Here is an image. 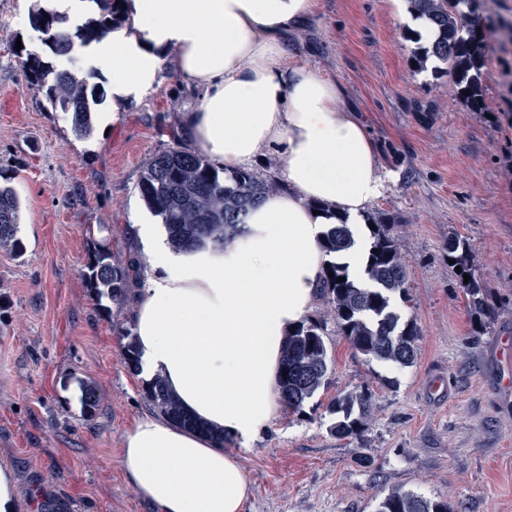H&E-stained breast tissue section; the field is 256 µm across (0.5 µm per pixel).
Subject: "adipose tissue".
<instances>
[{
	"label": "adipose tissue",
	"instance_id": "obj_1",
	"mask_svg": "<svg viewBox=\"0 0 512 512\" xmlns=\"http://www.w3.org/2000/svg\"><path fill=\"white\" fill-rule=\"evenodd\" d=\"M124 3L122 23L82 50L112 87L102 125L154 92L167 62L201 92L181 126L197 151L228 171L277 147L286 159L288 190L271 191L224 250L177 253L156 225L134 227L154 258L134 316L143 371L161 374L190 414L247 441L277 408L282 346L316 295L331 219L356 225L343 261L363 273L359 226L385 182L377 147L336 82L282 64L316 0ZM121 462L154 512H243L252 495L237 456L151 414L126 433Z\"/></svg>",
	"mask_w": 512,
	"mask_h": 512
}]
</instances>
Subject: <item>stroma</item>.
Here are the masks:
<instances>
[{"label":"stroma","instance_id":"stroma-1","mask_svg":"<svg viewBox=\"0 0 512 512\" xmlns=\"http://www.w3.org/2000/svg\"><path fill=\"white\" fill-rule=\"evenodd\" d=\"M489 28L485 105L460 100L451 78L413 66L416 45L391 0H317L294 32L285 64L307 63L336 82L366 118L390 177L368 207L393 216L406 263L403 319L420 332L411 366L355 354L330 306L333 359L324 387L301 411L278 407L249 442L230 437L252 486L244 512H374L393 487L443 499L454 512H512V0H482ZM33 0H0V176L24 204L22 256L0 252V464L13 473L20 512H153L126 478L121 448L148 413L145 379L124 364L121 336L136 296L97 299L88 257L109 246L116 261L153 263L132 234L150 219L136 186L171 146L181 115L199 100L164 71L161 86L130 103L119 122L77 138L27 82L17 46L39 44L26 17ZM470 248L483 311L471 310L444 243ZM97 388L84 416L79 380ZM369 391L363 442L336 438L330 405Z\"/></svg>","mask_w":512,"mask_h":512}]
</instances>
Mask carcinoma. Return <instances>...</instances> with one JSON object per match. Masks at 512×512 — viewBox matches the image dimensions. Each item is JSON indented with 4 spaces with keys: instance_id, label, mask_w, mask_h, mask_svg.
I'll return each instance as SVG.
<instances>
[{
    "instance_id": "obj_1",
    "label": "carcinoma",
    "mask_w": 512,
    "mask_h": 512,
    "mask_svg": "<svg viewBox=\"0 0 512 512\" xmlns=\"http://www.w3.org/2000/svg\"><path fill=\"white\" fill-rule=\"evenodd\" d=\"M91 9L80 20L66 12L35 0L28 13L31 29L39 33L40 47L18 52L20 64L30 85L44 96L48 112H61L76 136L89 139L95 130L96 116L108 92L101 76L66 65L74 46H87L112 32L122 21L120 0H90ZM412 10L426 17L437 29V40L420 47L414 56L418 66L430 58L445 65V72L457 88L459 98L472 109L483 103L486 75L487 32L478 14L477 0H408ZM469 90L471 94L462 95ZM274 188V184L249 170L219 174L203 156L179 142L154 156L137 183V191L147 208L163 224L170 246L175 250L222 249L246 231L251 208ZM22 202L9 181L0 182V250L13 255L24 253L19 235ZM369 245L365 279H354L340 261L353 244L348 224H326L320 247L330 260L319 275L318 290L332 306L337 328L351 349L368 359L407 367L415 359L419 329L413 320L401 321L394 299L407 301L408 272L400 254L398 236L385 214L369 217ZM448 258L455 260L461 273L470 277L460 283L470 306L483 309L482 284L468 267V246L451 236L445 243ZM334 276H329V273ZM138 265H121L112 259V250H94L87 262L86 279L98 298L114 303L125 300L137 281ZM345 281L339 282L337 278ZM124 363L131 372L140 371L135 339L124 330ZM330 361L322 322L308 318L290 328L285 339L278 394L281 403L292 411L302 409L324 383ZM81 405L89 416L98 404L97 389L89 380L79 381ZM147 402L162 416L184 428L198 431L224 445L225 436L213 433L188 415L177 398L165 387L160 376L145 383ZM372 408L367 391L350 392L333 404L341 415L330 427L339 438L363 441ZM375 512H451L448 502L430 500L411 491L392 490L377 504Z\"/></svg>"
}]
</instances>
